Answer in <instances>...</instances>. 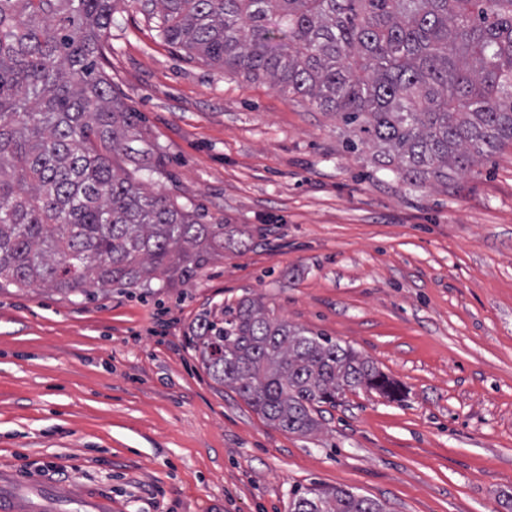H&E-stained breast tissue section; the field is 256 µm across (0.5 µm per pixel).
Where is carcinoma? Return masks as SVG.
Segmentation results:
<instances>
[{
	"mask_svg": "<svg viewBox=\"0 0 512 512\" xmlns=\"http://www.w3.org/2000/svg\"><path fill=\"white\" fill-rule=\"evenodd\" d=\"M191 59L268 78L336 115L345 147L411 188L448 185L512 145V0H0V292L93 297L188 283L234 229L148 190L159 166L102 63L119 4ZM201 365L272 426L318 431L346 392L397 401L400 384L258 298L205 311ZM288 512H384L350 489L294 491Z\"/></svg>",
	"mask_w": 512,
	"mask_h": 512,
	"instance_id": "cac0c4a2",
	"label": "carcinoma"
}]
</instances>
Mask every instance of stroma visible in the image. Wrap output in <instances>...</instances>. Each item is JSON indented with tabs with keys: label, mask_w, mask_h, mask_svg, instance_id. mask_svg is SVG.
I'll use <instances>...</instances> for the list:
<instances>
[{
	"label": "stroma",
	"mask_w": 512,
	"mask_h": 512,
	"mask_svg": "<svg viewBox=\"0 0 512 512\" xmlns=\"http://www.w3.org/2000/svg\"><path fill=\"white\" fill-rule=\"evenodd\" d=\"M103 63L165 151L150 190L249 234L187 285L0 293V470L47 512H288L348 488L386 512H512V147L413 189L335 115L163 42L119 6ZM249 296L405 391L346 393L303 437L204 372L189 329Z\"/></svg>",
	"instance_id": "obj_1"
}]
</instances>
